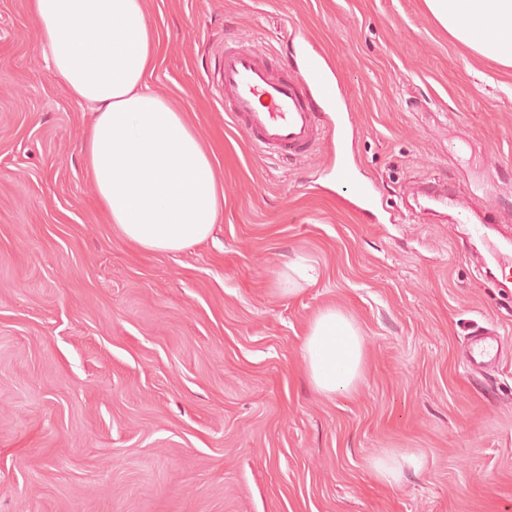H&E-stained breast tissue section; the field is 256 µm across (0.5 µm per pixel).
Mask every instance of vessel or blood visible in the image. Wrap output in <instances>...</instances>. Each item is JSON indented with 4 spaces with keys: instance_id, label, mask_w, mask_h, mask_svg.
Segmentation results:
<instances>
[{
    "instance_id": "b4317fda",
    "label": "vessel or blood",
    "mask_w": 512,
    "mask_h": 512,
    "mask_svg": "<svg viewBox=\"0 0 512 512\" xmlns=\"http://www.w3.org/2000/svg\"><path fill=\"white\" fill-rule=\"evenodd\" d=\"M222 84L224 109L233 123L250 134L264 154L305 155L321 133L317 113L308 104L313 80H277L268 59L258 52L224 55ZM499 353L497 332L485 329L470 343L469 366L484 371Z\"/></svg>"
}]
</instances>
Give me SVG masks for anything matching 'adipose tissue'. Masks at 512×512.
Segmentation results:
<instances>
[{"label": "adipose tissue", "mask_w": 512, "mask_h": 512, "mask_svg": "<svg viewBox=\"0 0 512 512\" xmlns=\"http://www.w3.org/2000/svg\"><path fill=\"white\" fill-rule=\"evenodd\" d=\"M449 35L512 67V0H425ZM53 79L93 114L84 170L107 223L148 253L205 241L224 211L214 155L186 112L148 79L162 39L147 0H27ZM311 386L330 398L363 377L365 340L336 306L311 320L302 344Z\"/></svg>", "instance_id": "obj_1"}]
</instances>
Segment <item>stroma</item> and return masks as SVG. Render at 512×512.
<instances>
[{
    "label": "stroma",
    "mask_w": 512,
    "mask_h": 512,
    "mask_svg": "<svg viewBox=\"0 0 512 512\" xmlns=\"http://www.w3.org/2000/svg\"><path fill=\"white\" fill-rule=\"evenodd\" d=\"M150 86L214 148L224 213L146 254L94 206L88 110L52 79L25 0H0V512H512V67L423 0H150ZM277 78L308 56L342 106L306 155L258 153L224 112L228 49ZM465 192L456 210L412 197ZM370 191L369 213L348 203ZM304 259L314 282H278ZM333 305L366 340L356 391L308 383ZM478 326L505 355L465 359ZM419 471L378 482L382 451Z\"/></svg>",
    "instance_id": "obj_1"
}]
</instances>
